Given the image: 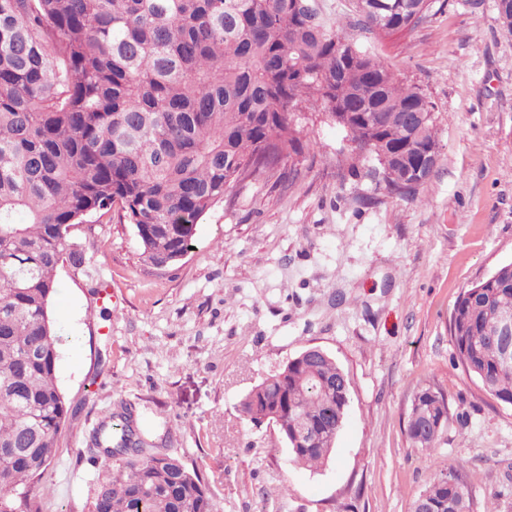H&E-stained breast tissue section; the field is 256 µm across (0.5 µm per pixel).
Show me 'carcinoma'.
I'll list each match as a JSON object with an SVG mask.
<instances>
[{
  "mask_svg": "<svg viewBox=\"0 0 512 512\" xmlns=\"http://www.w3.org/2000/svg\"><path fill=\"white\" fill-rule=\"evenodd\" d=\"M363 37L417 23L437 0H348ZM341 127L376 187L421 150L440 148L437 116L336 24L326 0H0V512H38L32 492L75 413L57 385L60 338L49 306L57 270L84 264L72 226L119 205L144 261H179L200 218L232 185L299 152L296 113ZM418 115L409 127L405 114ZM512 312V263L458 296L450 328L458 363L512 406V365L486 327ZM342 372L326 354L288 361L242 403L275 424L289 462L334 453L346 411ZM444 393L415 394L408 435L434 451ZM310 431L296 441L300 425ZM94 444L121 457L92 512H218L208 485L169 454H146L128 412L109 414ZM459 462L423 491L435 512H473Z\"/></svg>",
  "mask_w": 512,
  "mask_h": 512,
  "instance_id": "carcinoma-1",
  "label": "carcinoma"
}]
</instances>
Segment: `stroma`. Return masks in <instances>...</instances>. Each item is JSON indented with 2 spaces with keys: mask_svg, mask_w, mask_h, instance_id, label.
I'll return each instance as SVG.
<instances>
[{
  "mask_svg": "<svg viewBox=\"0 0 512 512\" xmlns=\"http://www.w3.org/2000/svg\"><path fill=\"white\" fill-rule=\"evenodd\" d=\"M411 30L365 46L437 111L439 163L417 200L351 172L345 132L302 113L305 149L233 185L174 265L142 259L113 210L75 225L50 310L58 386L75 407L37 485L38 512H91L115 466L92 437L129 411L154 451L208 483L219 512H413L448 460L474 512H512V406L458 365L460 292L512 262V34L495 0H439ZM317 346L351 380L334 456L293 466L244 396ZM443 390L438 448L407 433L415 393Z\"/></svg>",
  "mask_w": 512,
  "mask_h": 512,
  "instance_id": "obj_1",
  "label": "stroma"
}]
</instances>
